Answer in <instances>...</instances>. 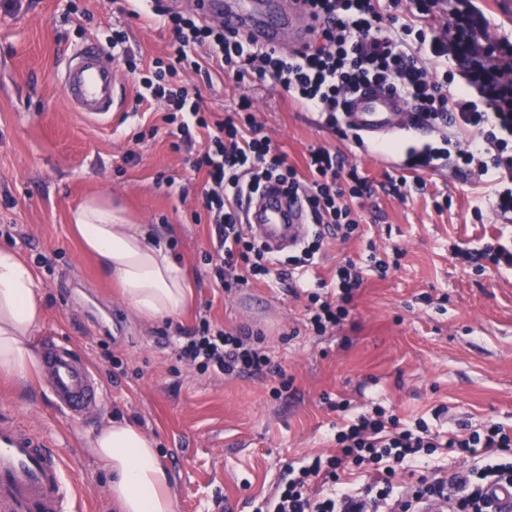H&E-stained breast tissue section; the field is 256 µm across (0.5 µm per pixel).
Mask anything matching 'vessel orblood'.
Instances as JSON below:
<instances>
[{"label": "vessel or blood", "mask_w": 512, "mask_h": 512, "mask_svg": "<svg viewBox=\"0 0 512 512\" xmlns=\"http://www.w3.org/2000/svg\"><path fill=\"white\" fill-rule=\"evenodd\" d=\"M199 10L258 45L293 53L304 50L314 24L303 0H200ZM57 81L81 116L111 127L122 106V87L103 46L92 40L72 49ZM411 116L409 102L387 88L366 87L346 101L348 124L373 145L411 126ZM240 215L272 254L298 247L309 222L304 199L274 184L246 200ZM40 364L45 386L67 412L80 416L98 408L99 385L73 349L48 338ZM65 471V460L52 450L44 431L0 418V512H68L75 488Z\"/></svg>", "instance_id": "vessel-or-blood-1"}]
</instances>
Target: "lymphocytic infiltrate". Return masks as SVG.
Returning <instances> with one entry per match:
<instances>
[{"instance_id":"lymphocytic-infiltrate-1","label":"lymphocytic infiltrate","mask_w":512,"mask_h":512,"mask_svg":"<svg viewBox=\"0 0 512 512\" xmlns=\"http://www.w3.org/2000/svg\"><path fill=\"white\" fill-rule=\"evenodd\" d=\"M317 25L300 55L250 44L222 25L188 18L153 0L151 14L169 29L174 52L143 63L124 56L136 74L137 103H158L173 151L188 152L194 173L205 176L202 207L214 224L222 264L214 266L216 287L224 291L252 281L292 282L297 270L314 265L325 230L349 240L359 222L353 200L370 194L373 183L340 152L311 150L305 170L288 164L284 153L260 133L252 101L241 96L228 115L201 111L182 75L205 68L236 83L267 82L304 109L340 123L345 98L367 84L391 88L405 97L416 122L454 128L441 146L401 148L386 141L379 153L405 152L401 176L389 191L406 198L407 172L425 170L433 158L451 159L476 183H491L492 210L512 222V32L496 22L481 0H305ZM206 149L195 152L196 140ZM274 182L305 193L316 230L299 255L280 259L258 247L242 224L238 198ZM363 283L353 261L338 265L332 281H316L308 292L306 326L322 335L342 327ZM179 362L200 372L226 376L270 369L261 338L246 329L226 330L200 319L177 345ZM336 452L287 468L276 492L259 512H422L431 503L448 512H492L488 490L512 488V427L489 423L472 431L435 430L426 420L408 427L376 405L359 413L335 435ZM481 457V464L448 475L442 455ZM373 474L370 486L355 487L356 470ZM414 474L397 491L398 471Z\"/></svg>"}]
</instances>
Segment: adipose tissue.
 <instances>
[{"mask_svg": "<svg viewBox=\"0 0 512 512\" xmlns=\"http://www.w3.org/2000/svg\"><path fill=\"white\" fill-rule=\"evenodd\" d=\"M84 253L115 280L124 300L142 318L179 314L192 289L175 262L168 239L153 226L132 224L107 200L93 198L72 214ZM44 324L41 283L14 249L0 248V367L25 379L37 373V336ZM90 453L112 475L117 512H175L170 480L154 442L139 426L120 420L87 434Z\"/></svg>", "mask_w": 512, "mask_h": 512, "instance_id": "obj_1", "label": "adipose tissue"}]
</instances>
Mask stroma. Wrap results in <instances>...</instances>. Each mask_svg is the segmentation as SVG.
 Returning a JSON list of instances; mask_svg holds the SVG:
<instances>
[{
	"mask_svg": "<svg viewBox=\"0 0 512 512\" xmlns=\"http://www.w3.org/2000/svg\"><path fill=\"white\" fill-rule=\"evenodd\" d=\"M86 12L82 24L74 10ZM149 60L169 53V30L121 13L113 0H21L0 8V246L16 248L39 277L44 298L42 335L77 348L100 386L98 409L74 419L60 411L42 380L19 386L0 370V414L44 429L77 488L76 512H114L109 475L82 437L104 422L137 424L153 437L167 468L176 512H255L274 494L286 466L329 453L341 420L333 402L359 412L378 403L411 425L417 418L450 430L487 421L512 426V271L475 270L454 248L478 250L494 237L512 239V223L497 222L480 190L453 168L423 174L406 200L388 194L391 167L322 125L269 84L247 93L269 136L291 164L304 166L312 149L347 155L374 184L355 200L362 234L342 243L326 237L315 274L332 279L345 260L364 264L365 282L341 329L318 336L305 327L307 301L275 282L252 283L224 295L211 285L203 255L212 227L197 223L203 177L191 175L173 152L166 126L133 142L135 77L118 65L123 106L111 129L75 112L55 82L64 55L92 39L108 44L113 29ZM202 111L234 107L239 93L225 76L187 74ZM135 160H128V153ZM175 187L157 182L158 174ZM451 199L436 212L435 195ZM102 195L131 217L169 238L190 275L193 297L174 321L140 319L118 288L85 254L70 214ZM375 252H368V245ZM401 250L397 267L379 276L366 263ZM121 316L123 332L104 333L89 310ZM226 328L262 331L263 345L282 377L202 374L176 359L178 329L201 316ZM121 368H113V359ZM287 395H270L280 378Z\"/></svg>",
	"mask_w": 512,
	"mask_h": 512,
	"instance_id": "1",
	"label": "stroma"
}]
</instances>
